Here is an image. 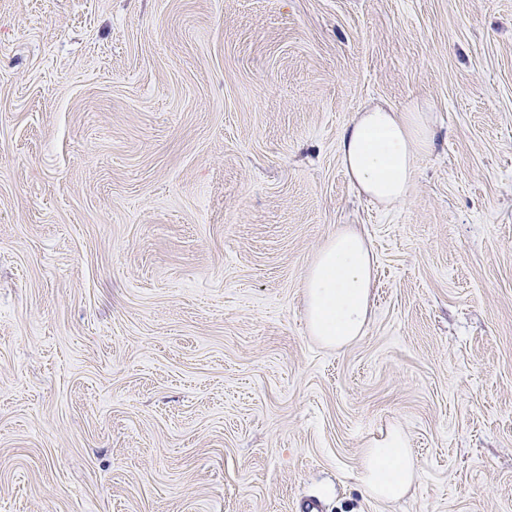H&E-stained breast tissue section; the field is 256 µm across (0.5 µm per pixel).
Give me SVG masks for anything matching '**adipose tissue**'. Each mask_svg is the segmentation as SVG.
Instances as JSON below:
<instances>
[{
    "instance_id": "ef3b65f1",
    "label": "adipose tissue",
    "mask_w": 512,
    "mask_h": 512,
    "mask_svg": "<svg viewBox=\"0 0 512 512\" xmlns=\"http://www.w3.org/2000/svg\"><path fill=\"white\" fill-rule=\"evenodd\" d=\"M429 130L417 112L376 104L358 112L341 134V161L350 182L367 197L392 205L415 180L416 150L427 148ZM372 257L364 237L344 230L330 238L306 277V307L313 335L341 346L359 336L368 315ZM414 475L406 441L389 432L362 451L358 479L371 496L392 501Z\"/></svg>"
}]
</instances>
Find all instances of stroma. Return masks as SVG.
I'll return each instance as SVG.
<instances>
[{"label":"stroma","instance_id":"35a3bbf8","mask_svg":"<svg viewBox=\"0 0 512 512\" xmlns=\"http://www.w3.org/2000/svg\"><path fill=\"white\" fill-rule=\"evenodd\" d=\"M371 104L433 132L388 206L340 158ZM345 227L370 310L329 347ZM309 499L512 512V0H0V512ZM372 268L370 249L358 231L336 232L327 241L306 277V307L314 336L341 346L362 333ZM406 441L398 430L371 443L362 451L358 479L367 493L384 501L402 495L413 478Z\"/></svg>","mask_w":512,"mask_h":512}]
</instances>
